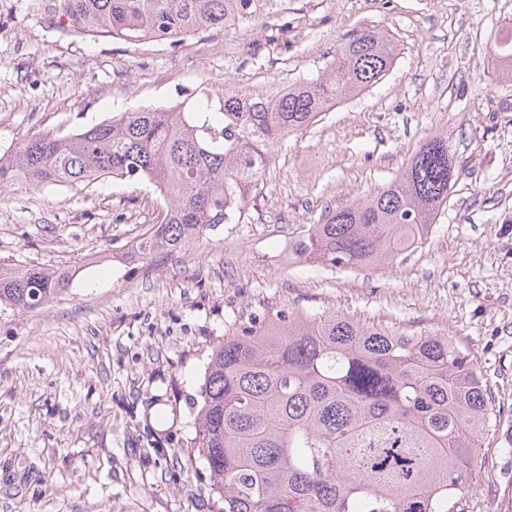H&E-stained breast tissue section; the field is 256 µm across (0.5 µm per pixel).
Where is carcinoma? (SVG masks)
Masks as SVG:
<instances>
[{
  "label": "carcinoma",
  "mask_w": 512,
  "mask_h": 512,
  "mask_svg": "<svg viewBox=\"0 0 512 512\" xmlns=\"http://www.w3.org/2000/svg\"><path fill=\"white\" fill-rule=\"evenodd\" d=\"M252 0H61L68 28L179 43L242 23ZM388 32H354L329 65L286 92L203 89L176 108L139 107L0 155V190L146 181L161 223L136 253H176L238 224L289 138L327 105L393 67ZM459 171L435 135L365 200L328 212L292 256L339 270L393 265L421 244ZM73 274L0 263V312L42 308ZM190 453L206 464L218 512H462L497 420L470 353L450 336H410L344 314L254 320L212 346L193 408Z\"/></svg>",
  "instance_id": "cac0c4a2"
}]
</instances>
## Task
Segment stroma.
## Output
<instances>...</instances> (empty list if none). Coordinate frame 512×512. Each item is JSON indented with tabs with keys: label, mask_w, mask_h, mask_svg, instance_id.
I'll return each mask as SVG.
<instances>
[{
	"label": "stroma",
	"mask_w": 512,
	"mask_h": 512,
	"mask_svg": "<svg viewBox=\"0 0 512 512\" xmlns=\"http://www.w3.org/2000/svg\"><path fill=\"white\" fill-rule=\"evenodd\" d=\"M60 0H0V154L195 90L295 84L354 31L393 68L289 139L242 223L140 258L162 205L145 182L0 192V262L70 270L43 309L0 314V512H217L189 458L212 345L257 316L344 313L453 337L500 414L464 512H512V81L489 53L512 0H288L182 43L69 35ZM460 172L421 248L338 270L280 260L326 213L391 182L433 135Z\"/></svg>",
	"instance_id": "35a3bbf8"
}]
</instances>
